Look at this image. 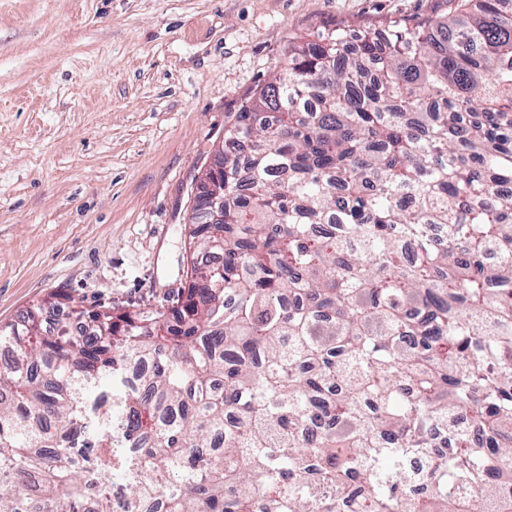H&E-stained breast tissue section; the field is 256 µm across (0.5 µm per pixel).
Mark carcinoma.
<instances>
[{"label":"carcinoma","mask_w":512,"mask_h":512,"mask_svg":"<svg viewBox=\"0 0 512 512\" xmlns=\"http://www.w3.org/2000/svg\"><path fill=\"white\" fill-rule=\"evenodd\" d=\"M511 2L301 38L171 304L0 327V512H512Z\"/></svg>","instance_id":"carcinoma-1"}]
</instances>
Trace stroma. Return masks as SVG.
Returning a JSON list of instances; mask_svg holds the SVG:
<instances>
[{
  "instance_id": "35a3bbf8",
  "label": "stroma",
  "mask_w": 512,
  "mask_h": 512,
  "mask_svg": "<svg viewBox=\"0 0 512 512\" xmlns=\"http://www.w3.org/2000/svg\"><path fill=\"white\" fill-rule=\"evenodd\" d=\"M454 0H0V325L61 292L114 311L180 283L193 187L288 47Z\"/></svg>"
}]
</instances>
